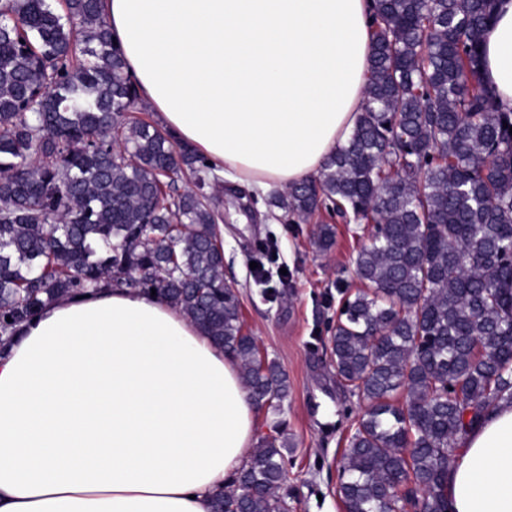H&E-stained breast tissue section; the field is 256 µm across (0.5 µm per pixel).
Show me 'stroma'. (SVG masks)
<instances>
[{
    "label": "stroma",
    "instance_id": "stroma-1",
    "mask_svg": "<svg viewBox=\"0 0 512 512\" xmlns=\"http://www.w3.org/2000/svg\"><path fill=\"white\" fill-rule=\"evenodd\" d=\"M238 194L240 206L224 207L225 275L238 290L245 331L288 375L282 417L294 446L288 455V485L297 499L295 512H343L336 460L362 405L344 401L334 388L325 352L326 323L336 315L341 289L360 286L352 263L359 246L356 226L325 214L289 224L269 210L263 197L243 188ZM329 222L335 225L336 243L329 252H317V227ZM260 242L274 247L270 285L283 288L284 299L266 302L261 297L262 285L250 268ZM282 266L288 270L284 278L277 273Z\"/></svg>",
    "mask_w": 512,
    "mask_h": 512
}]
</instances>
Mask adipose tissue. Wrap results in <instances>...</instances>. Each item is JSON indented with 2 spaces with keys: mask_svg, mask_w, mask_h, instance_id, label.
Listing matches in <instances>:
<instances>
[{
  "mask_svg": "<svg viewBox=\"0 0 512 512\" xmlns=\"http://www.w3.org/2000/svg\"><path fill=\"white\" fill-rule=\"evenodd\" d=\"M140 95L217 175L253 190L319 174L370 77L369 0H104ZM512 109V0L481 38ZM258 407L236 361L141 290L62 295L0 355V512H210ZM451 512H512V402L468 431Z\"/></svg>",
  "mask_w": 512,
  "mask_h": 512,
  "instance_id": "ef3b65f1",
  "label": "adipose tissue"
}]
</instances>
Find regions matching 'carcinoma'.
I'll return each mask as SVG.
<instances>
[{"label": "carcinoma", "mask_w": 512, "mask_h": 512, "mask_svg": "<svg viewBox=\"0 0 512 512\" xmlns=\"http://www.w3.org/2000/svg\"><path fill=\"white\" fill-rule=\"evenodd\" d=\"M496 0H373L371 76L319 176L267 204L369 224L365 288L329 321L336 389L365 403L336 462L344 512H448L467 431L512 400V110L480 73ZM0 0V336L54 298L138 288L181 309L274 415L211 512H294L288 375L243 330L207 159L134 115L102 0ZM190 176L193 190L178 181ZM314 244L335 245L331 224Z\"/></svg>", "instance_id": "cac0c4a2"}]
</instances>
